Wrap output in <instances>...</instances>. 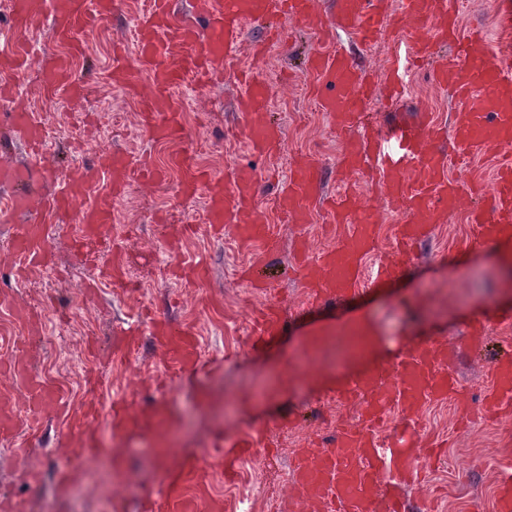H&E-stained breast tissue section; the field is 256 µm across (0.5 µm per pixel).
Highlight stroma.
<instances>
[{
    "label": "stroma",
    "instance_id": "obj_1",
    "mask_svg": "<svg viewBox=\"0 0 512 512\" xmlns=\"http://www.w3.org/2000/svg\"><path fill=\"white\" fill-rule=\"evenodd\" d=\"M146 7L147 0H124L115 18L84 30L70 75L71 84L82 88L81 97L43 88V59L55 51L43 25L29 37L33 59L28 67L20 73L0 71V86L13 88L12 99L0 101V111L10 112L14 102H21L46 134L37 155L21 141L0 140V159L41 165L56 173L61 187L85 171L93 179L92 188L77 191L74 212L38 211L50 227L49 268L19 262L11 245L18 220L0 211V356H28L55 392L37 411L22 398L14 400L17 431L12 439L0 440V504L12 512H140L143 498L158 490L168 471L191 459L198 464V490L210 512H237V492L245 484L255 499L274 497V512H312L293 491V467L312 442L355 424L364 402L338 398L329 381L342 377L341 368L317 361L303 369L299 357L312 336L365 318L381 339L382 360L397 362L417 342L438 343L458 389L454 400L426 406L416 420L420 446L436 455L418 481L400 487L408 512H498L497 487L512 480V419L488 417L484 398L493 361L512 345V330L493 320L497 312H512V266L494 249L466 248L473 198H466L446 223L434 225L397 278L359 287L331 308L306 305L304 282L290 272L298 251L316 262L349 232L348 225H329L325 197L353 189L377 222L379 239L365 260L370 277L392 257L397 227L406 219L386 197L377 164L367 163L360 173L340 180L344 142L306 76L312 51L327 43L352 46V35L291 21L285 40L265 44L257 55L253 44L264 26L248 24L233 64L208 82L188 77L174 88L183 131L173 146L142 127L140 100L150 92L148 76H141L134 91L112 80L113 46L132 44ZM498 9L499 0H462L460 34L481 29L488 46H495ZM359 54L374 82L373 95L362 103L365 127L393 119L391 92L396 89L408 115L425 114L442 133L450 132L460 101L436 83L432 64H413L397 29H388ZM248 74L271 89L267 114L281 129L271 159L249 150L235 110ZM175 148L223 182L242 167L260 178L254 204L278 239L269 266L260 271L270 291H255L243 280L250 255L232 228L218 238L208 224L191 222V214L205 209L206 201L201 195H181L179 174L167 167ZM114 151L123 152L133 167L145 164L165 177L154 182L135 176L114 203L118 222L111 239L75 246L77 210L109 188L108 175L95 169V160ZM304 156L321 169L322 196L300 227L285 222L276 197ZM116 254L124 269L120 286L103 275ZM201 261L207 269L198 278L193 270ZM272 302L286 328L271 344L253 346L254 315ZM28 311L42 316L44 335H29ZM154 317L192 330L203 362L170 373L150 332ZM479 319L489 325L485 341L476 345L471 326ZM163 398L175 416L177 434L162 467L152 453L153 438L135 428L111 438L106 424L114 403L124 400L146 410ZM85 423L119 450L120 466L109 488L88 481L81 470L72 471L68 481L60 479L68 461L84 454L82 443L65 431ZM271 424L275 432L267 435L264 447L238 461L233 477L211 468L208 451L218 435L245 439ZM31 468L39 473L37 481L27 477Z\"/></svg>",
    "mask_w": 512,
    "mask_h": 512
}]
</instances>
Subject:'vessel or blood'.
Listing matches in <instances>:
<instances>
[{
  "mask_svg": "<svg viewBox=\"0 0 512 512\" xmlns=\"http://www.w3.org/2000/svg\"><path fill=\"white\" fill-rule=\"evenodd\" d=\"M172 0H151L148 10L136 25L135 64H128L125 53L112 57L115 82L133 85L141 74H149L153 93L143 102V127L147 132L166 138L182 130L181 114L170 98L171 89L184 75L201 76L216 72L235 57L245 24L265 21L269 27L265 40L283 35L286 21H301L325 30L341 27L350 30L359 45H367L383 35L391 19H399L400 31L409 44L413 58L429 55L432 42L456 33L458 0H400L401 12L392 15L390 0H336L334 13L322 14L318 0H193L190 17L176 18ZM118 0H97L95 11L84 8L81 0H49L50 39L78 47L80 35L91 20H104L116 12ZM12 16L17 37L11 53L0 56V67L25 68L30 57L28 31L37 18L29 0H12ZM314 83L328 85L320 96L321 106L342 133L352 132L356 115L368 93L362 65L352 53L336 49L315 50L307 61ZM70 64L62 57H52L43 66V80L53 89L69 83ZM438 84L458 91L463 107L451 124L452 153L429 147L430 139L440 130L431 123H403L394 133L400 153L383 152L382 131L349 141L340 158L347 173L362 170L370 155H377L386 178L390 199L403 208L408 218L398 227L397 259L380 272L381 278L396 277L410 257V248L429 236L433 225L443 223L447 214L462 200L460 188L448 176L450 167L470 157L495 148L500 162L490 190L472 186L471 194L480 196V205L472 207V247H497L512 242V43L503 42L490 49L483 33L470 34L455 56L449 57L434 74ZM270 90L264 80L250 79L236 107L253 153H272L280 144L281 131L271 125L265 114ZM9 131L35 149H42L45 132L31 113L21 109L9 114ZM110 179L109 193L80 211L77 222L85 239H103L111 232L112 197L130 181L131 165L119 152L98 160ZM175 164L181 173L182 191L193 197L205 193L208 222L212 228L233 225L237 239L252 248V266L263 263L275 246L273 231L263 212L253 205L257 177L252 169L240 168L231 185L200 171L186 156ZM43 174L32 166L8 160L0 162V187L11 190V209L21 222L14 236V249L29 265L48 264L45 245L48 232L35 215V196L31 188ZM317 165L309 159L296 162L288 188L279 192L281 213L294 224L308 221L309 203L320 192ZM357 193L340 196L329 207L331 223L350 225L349 235L324 251L317 264L300 261L313 303L330 306L347 296L364 281V262L377 242L376 226L362 214ZM284 323L270 308L260 313L256 336L267 340L282 331ZM158 346L170 364L184 368L192 364L194 344L191 331L174 330L163 324L152 327ZM6 372L14 388L23 391L30 405L40 406L48 389L39 380L27 358L8 362ZM492 386L486 397V411L496 415L512 412V356L497 359L491 367ZM340 396L365 398L366 408L360 423L340 427L328 439L316 442L295 467V484L300 496L312 502L318 512H400L398 499L389 494L384 477V456H391L404 477L419 478L424 453L413 436L401 437L391 449L381 446L377 433L386 412L398 408L406 416L435 401H445L456 394L455 381L442 366L437 347L421 342L410 347L399 362L390 367L366 371L347 381ZM147 418L156 437H164L172 424L164 405H154L147 414L132 412L130 407L114 408L108 420L110 433L118 434L140 418ZM198 478L195 463H186L167 478L147 512H199L201 503L187 494L186 488Z\"/></svg>",
  "mask_w": 512,
  "mask_h": 512,
  "instance_id": "b4317fda",
  "label": "vessel or blood"
}]
</instances>
